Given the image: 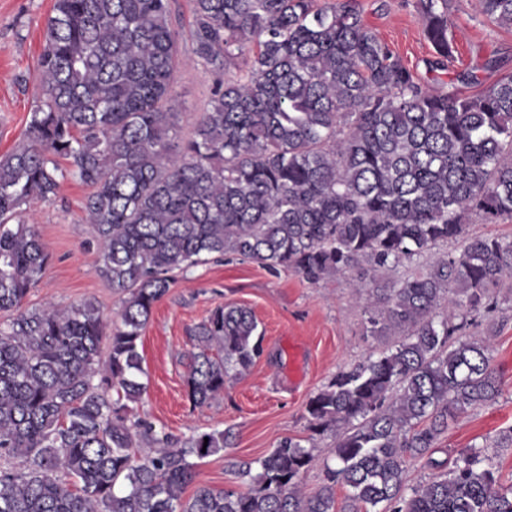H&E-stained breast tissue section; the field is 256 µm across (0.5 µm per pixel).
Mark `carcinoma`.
Returning a JSON list of instances; mask_svg holds the SVG:
<instances>
[{"mask_svg":"<svg viewBox=\"0 0 512 512\" xmlns=\"http://www.w3.org/2000/svg\"><path fill=\"white\" fill-rule=\"evenodd\" d=\"M448 59L449 0H419ZM194 60L224 78L181 135L171 0H54L23 140L0 156V512H512L482 450L432 458L450 423L496 400L490 338L454 337L512 291V238L472 237V217L512 221V76L476 95L434 93L364 26L356 0H192ZM512 26V0H481ZM117 319L92 301L28 309L50 261L25 218L66 174ZM459 243L432 262L440 244ZM239 256L311 285L349 274L372 336L390 347L340 370L307 402L308 445L285 438L233 464L245 491L198 488L194 460L229 430L177 438L140 414L138 342L171 272ZM422 270L399 275L404 262ZM186 394H224L263 353L252 311L217 307L193 330ZM336 467L312 495L314 437ZM435 470L406 492L410 460ZM349 491L337 505L335 486Z\"/></svg>","mask_w":512,"mask_h":512,"instance_id":"carcinoma-1","label":"carcinoma"}]
</instances>
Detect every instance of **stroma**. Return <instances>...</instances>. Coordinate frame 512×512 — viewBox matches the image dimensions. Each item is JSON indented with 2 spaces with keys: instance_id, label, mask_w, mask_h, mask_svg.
<instances>
[{
  "instance_id": "obj_1",
  "label": "stroma",
  "mask_w": 512,
  "mask_h": 512,
  "mask_svg": "<svg viewBox=\"0 0 512 512\" xmlns=\"http://www.w3.org/2000/svg\"><path fill=\"white\" fill-rule=\"evenodd\" d=\"M54 0H0V155L22 139L33 108L36 64L43 25ZM417 0H357L364 24L433 91L476 94L512 74V29L490 22L479 0H452L450 35L455 52L446 66L433 68L436 55L425 38ZM216 72L193 61L182 62L173 88V105L182 129H190L207 106ZM86 185L62 181L55 201L30 211L51 259L24 305L67 306L95 302L109 317L120 297L99 272L93 230L85 222ZM174 284L153 307L142 332L146 391L139 403L157 428L184 437L194 432L231 430L224 453L199 461L193 487L242 490L231 468L269 453L286 437L305 439L306 403L337 371L362 362L383 347L365 335L368 300L355 293L345 275L312 286L294 274L271 272L236 256L174 270ZM497 328L492 337V367L501 393L451 424L435 448V459L450 461L467 448H484L503 483L512 482V447L498 442L512 432V293L494 290ZM220 305L250 308L264 333L263 353L251 370L228 382L224 395L195 409L186 396L185 375L194 349L191 331ZM490 323V324H491Z\"/></svg>"
}]
</instances>
